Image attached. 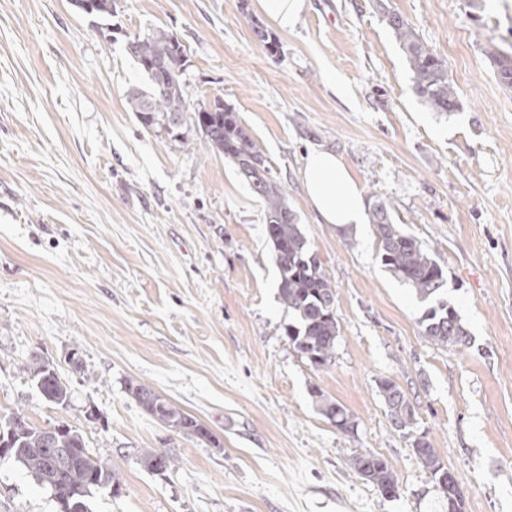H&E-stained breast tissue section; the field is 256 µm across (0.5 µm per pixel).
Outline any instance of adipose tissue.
<instances>
[{
  "label": "adipose tissue",
  "mask_w": 512,
  "mask_h": 512,
  "mask_svg": "<svg viewBox=\"0 0 512 512\" xmlns=\"http://www.w3.org/2000/svg\"><path fill=\"white\" fill-rule=\"evenodd\" d=\"M301 175L307 199L323 223L345 227L364 223L363 193L335 154L309 152Z\"/></svg>",
  "instance_id": "ef3b65f1"
}]
</instances>
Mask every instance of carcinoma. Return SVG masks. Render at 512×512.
<instances>
[{"label": "carcinoma", "instance_id": "carcinoma-1", "mask_svg": "<svg viewBox=\"0 0 512 512\" xmlns=\"http://www.w3.org/2000/svg\"><path fill=\"white\" fill-rule=\"evenodd\" d=\"M74 7L84 14L103 18L114 13L112 0H74ZM377 8L405 56L413 91L420 101L439 114L458 111L457 91L446 63L419 38L407 20L389 10L384 0H377ZM125 51L145 77L144 85L132 87L127 94L128 107L142 127L186 146L190 144V133H196L212 150L224 154L235 164L238 174L264 202L265 233L278 270V297L293 316L285 327V337L289 346L314 369L333 365L339 336L336 289L288 205L286 185L267 164L237 113L223 101L216 99L211 104L189 109L184 82L187 51L171 31L160 26L150 28L131 38ZM488 56L500 83L512 88V52L492 47L488 49ZM373 197L370 221L380 242L382 264L408 284L420 301L433 303L420 320L424 336L438 346H467L468 332L457 312L448 301L440 298L443 269L414 235L393 222L386 200L376 191ZM23 371L46 402L63 405L69 401V387L49 359L35 354L24 364ZM377 387L394 427L408 436L413 434L416 411L406 392L390 379L380 380ZM126 391L147 414L170 430L213 442L212 432L197 417L146 384L129 380ZM312 397L317 410L331 424L343 432L354 429L356 421L342 404L318 388L312 390ZM2 438L11 441L10 458L52 492L60 512H93L92 500L96 493L107 488L115 493L120 487L108 458L91 452L81 431L67 423L50 430L34 425L25 414L14 412L0 417ZM412 446L437 490L442 496H448L447 467L435 448L423 437L415 439ZM53 448L69 449L77 462L57 473L51 472L49 457ZM140 463L148 472L162 475L175 466V458L163 450L146 449L140 454ZM350 465L375 484L382 495L396 496L397 480L384 457L359 454L352 457Z\"/></svg>", "mask_w": 512, "mask_h": 512}]
</instances>
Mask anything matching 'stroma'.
<instances>
[{"instance_id": "1", "label": "stroma", "mask_w": 512, "mask_h": 512, "mask_svg": "<svg viewBox=\"0 0 512 512\" xmlns=\"http://www.w3.org/2000/svg\"><path fill=\"white\" fill-rule=\"evenodd\" d=\"M385 2L445 61L457 112L420 102L375 0H307L288 33L252 0H116L107 19L71 0H0V416L67 423L108 456L120 489L98 493L94 512H448L391 423L383 378L407 393L464 512H512V88L486 56L512 52V0ZM156 26L187 49L188 105L233 107L286 184L336 290L331 367L288 344L264 204L234 163L130 112L127 91L144 77L124 46ZM313 149L336 154L429 248L470 348L424 336L427 305L382 265L372 224L317 223L300 175ZM35 354L66 379L65 405L23 372ZM129 379L216 444L147 415ZM315 387L356 430L316 411ZM145 448L177 466L148 473ZM360 453L386 458L396 497L351 468ZM0 512L59 508L2 458Z\"/></svg>"}]
</instances>
